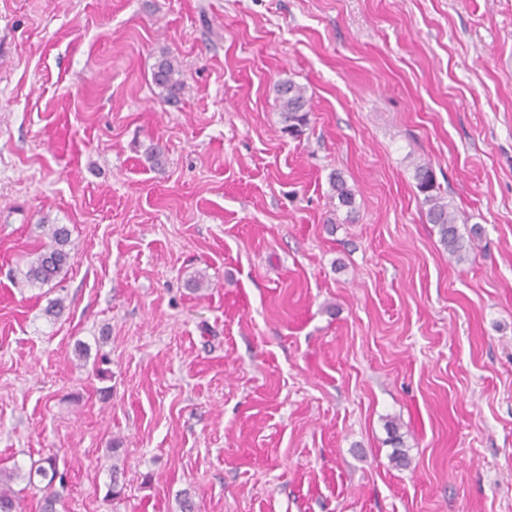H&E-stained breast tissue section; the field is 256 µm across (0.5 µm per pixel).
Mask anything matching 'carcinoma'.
I'll list each match as a JSON object with an SVG mask.
<instances>
[{
	"label": "carcinoma",
	"mask_w": 512,
	"mask_h": 512,
	"mask_svg": "<svg viewBox=\"0 0 512 512\" xmlns=\"http://www.w3.org/2000/svg\"><path fill=\"white\" fill-rule=\"evenodd\" d=\"M152 83L160 94L173 96L184 85L183 73L174 59L166 53L160 55L153 66ZM275 100L278 104L284 130L291 135H300L309 124L311 96L307 87L291 78L278 81L274 87ZM413 178L416 189L422 195V205L428 223L437 228L440 243L448 251V258L458 263L465 261L467 247L464 236L459 232L458 216L448 197L441 191L435 180L432 167L419 163L414 167ZM332 191L340 206L352 212L354 192L341 178L332 181ZM49 242L43 246L39 255L30 262L24 277L27 282L40 287L56 285L64 269L70 265L71 232L65 224L48 225ZM24 477L27 484L34 485L39 477L46 481L43 487L41 512H56L58 493L53 491V482L57 477L56 455L47 454L41 464L33 465L27 474L20 469H0V512H20V501L10 483Z\"/></svg>",
	"instance_id": "1"
}]
</instances>
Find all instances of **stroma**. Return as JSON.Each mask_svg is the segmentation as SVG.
Instances as JSON below:
<instances>
[{"label": "stroma", "instance_id": "35a3bbf8", "mask_svg": "<svg viewBox=\"0 0 512 512\" xmlns=\"http://www.w3.org/2000/svg\"><path fill=\"white\" fill-rule=\"evenodd\" d=\"M51 452L58 512H512V0H0V468ZM152 83L160 90V95L174 96L184 85L183 73L174 59L162 53L153 66ZM284 130L291 135H301L309 124L311 96L305 85L291 78L278 81L274 87ZM413 178L416 189L423 196L426 220L437 228L440 242L448 251L449 260L464 262L467 247L464 236L459 232L458 216L437 184L432 167L428 163L416 164ZM47 237L49 242L30 262L24 277L32 285L53 288L64 269L70 265L71 232L67 225L49 224Z\"/></svg>", "mask_w": 512, "mask_h": 512}]
</instances>
